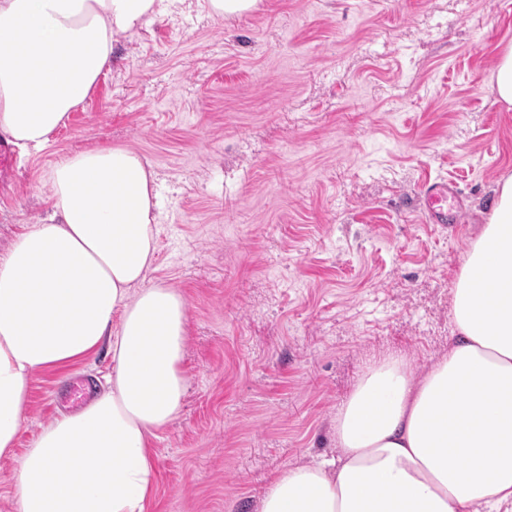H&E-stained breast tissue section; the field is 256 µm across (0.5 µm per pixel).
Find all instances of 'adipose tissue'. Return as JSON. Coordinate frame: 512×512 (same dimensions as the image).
Returning <instances> with one entry per match:
<instances>
[{
    "label": "adipose tissue",
    "mask_w": 512,
    "mask_h": 512,
    "mask_svg": "<svg viewBox=\"0 0 512 512\" xmlns=\"http://www.w3.org/2000/svg\"><path fill=\"white\" fill-rule=\"evenodd\" d=\"M176 0H0V133L46 145L121 38ZM49 217L0 256V460L14 512H154V442L179 414L187 300L148 272L157 251L149 162L96 145L54 164ZM457 334L425 372L371 366L333 420L336 457L288 468L260 512H495L512 502V176L452 291ZM108 350L106 388L17 440L37 373Z\"/></svg>",
    "instance_id": "ef3b65f1"
}]
</instances>
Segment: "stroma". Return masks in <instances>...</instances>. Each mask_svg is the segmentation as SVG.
I'll return each mask as SVG.
<instances>
[{
	"label": "stroma",
	"mask_w": 512,
	"mask_h": 512,
	"mask_svg": "<svg viewBox=\"0 0 512 512\" xmlns=\"http://www.w3.org/2000/svg\"><path fill=\"white\" fill-rule=\"evenodd\" d=\"M512 0H204L121 39L66 126L17 157L0 254L48 213V173L95 144L150 163V283L187 299L178 417L155 442L157 512H257L271 479L336 454V408L375 362L425 371L456 330L452 289L512 175V110L488 83ZM460 188L459 224L423 222L427 178ZM101 352L38 373L18 450L70 411ZM258 0H206L209 10L216 16L229 19L257 7Z\"/></svg>",
	"instance_id": "1"
}]
</instances>
